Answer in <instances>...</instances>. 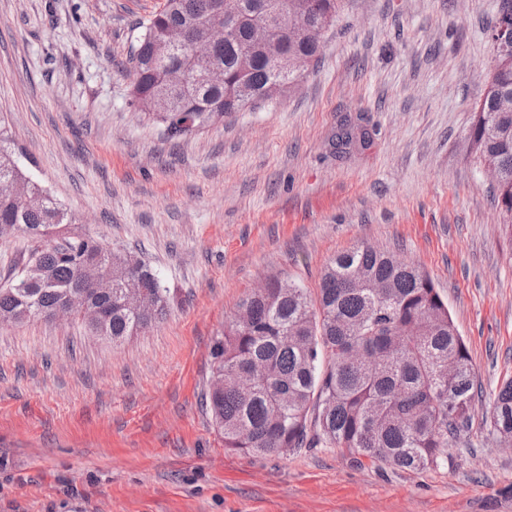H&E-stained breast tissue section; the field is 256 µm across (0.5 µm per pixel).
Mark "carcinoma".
<instances>
[{
  "label": "carcinoma",
  "mask_w": 512,
  "mask_h": 512,
  "mask_svg": "<svg viewBox=\"0 0 512 512\" xmlns=\"http://www.w3.org/2000/svg\"><path fill=\"white\" fill-rule=\"evenodd\" d=\"M228 2L236 35L206 59L164 52L166 33L182 28L195 40L208 34L217 2ZM340 0H164L143 25L130 58L131 96L144 116L177 139L234 112L278 103L306 69L280 81L264 39L253 31L273 23L288 54L313 64L320 44L303 32L304 19L332 26ZM512 26V0H499L492 27ZM224 69V81L203 74ZM479 164H493L491 188L512 239V51L492 47L487 90L469 133ZM76 223L21 165L8 121L0 117V240L23 232L38 246L24 271L0 288V323L50 318L80 284L91 261L112 279V293L84 289L88 308L106 319L117 343L159 319L174 302L152 269L129 252L114 251ZM154 298L141 314L137 291ZM224 323L212 349V382L205 395L224 448L286 455L301 448H340L367 459L420 471L439 465L450 442L475 411V372L469 349L428 273L395 253L365 243L333 256L311 296L298 283L270 277ZM502 443H512V380L496 394L490 420Z\"/></svg>",
  "instance_id": "cac0c4a2"
}]
</instances>
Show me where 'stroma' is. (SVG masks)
<instances>
[{"instance_id":"obj_1","label":"stroma","mask_w":512,"mask_h":512,"mask_svg":"<svg viewBox=\"0 0 512 512\" xmlns=\"http://www.w3.org/2000/svg\"><path fill=\"white\" fill-rule=\"evenodd\" d=\"M163 2L0 0V115L35 180L175 294L118 344L77 317L0 324V512H512L488 418L512 379V240L468 149L498 0H344L294 92L175 142L129 96ZM345 123L365 140L337 146ZM362 243L447 302L482 387L470 427L422 472L226 450L203 402L225 318L271 275L316 291Z\"/></svg>"}]
</instances>
